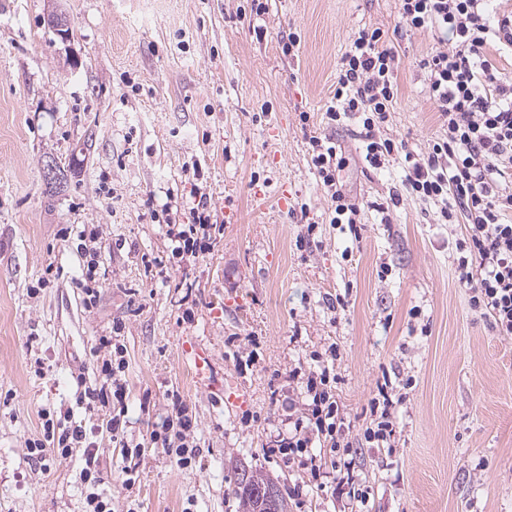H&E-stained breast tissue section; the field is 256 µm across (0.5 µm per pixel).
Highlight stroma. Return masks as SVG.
<instances>
[{"instance_id": "obj_1", "label": "stroma", "mask_w": 512, "mask_h": 512, "mask_svg": "<svg viewBox=\"0 0 512 512\" xmlns=\"http://www.w3.org/2000/svg\"><path fill=\"white\" fill-rule=\"evenodd\" d=\"M249 8L0 0V512L82 510L81 451L45 467L27 457L45 409L97 427L112 512H238V464L278 478L290 512H512V338L457 285L464 227L435 223L403 195L399 161L372 168L357 122H322L350 39L393 31L398 0H268L254 22ZM54 9L70 20L67 36L44 23ZM292 32L300 47L288 56ZM439 42L407 29L399 40L387 132L420 155L441 128L417 62ZM314 133L348 159L339 180L364 205L360 235L329 221ZM50 161L62 176L52 185ZM197 190L209 196L216 244L179 262L166 230L191 223ZM64 227L73 237L62 239ZM86 228L97 231L91 306L76 237ZM112 334L128 361L130 423L119 440L103 412L75 405L76 378L101 384L95 339ZM194 344L211 350L220 379L247 389L246 409L228 411L198 386L186 359ZM329 358L360 442L353 475L370 491L364 505L268 453L305 401L290 372ZM385 378L406 389L390 409L387 449L361 440ZM174 391L201 449L185 469L151 441ZM127 444L143 446L136 461Z\"/></svg>"}]
</instances>
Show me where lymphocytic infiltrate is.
<instances>
[{
  "mask_svg": "<svg viewBox=\"0 0 512 512\" xmlns=\"http://www.w3.org/2000/svg\"><path fill=\"white\" fill-rule=\"evenodd\" d=\"M489 0H399L403 25L450 35L449 44L435 48L417 63L443 131L426 155L409 152L404 142L384 135L398 92L399 54L393 36L381 28H364L351 39L336 69L334 95L323 114L333 127L357 119L365 159L375 168L402 158V186L412 198L432 204L445 223L463 221L455 277L469 292L471 308L487 316L501 336L512 337V80L500 60L512 52V10L490 16ZM311 164L319 184L333 204L335 224L354 225L361 206L347 196L338 176L347 164L331 138L311 136ZM209 201L198 194L190 225H169L173 255L196 257L211 253ZM96 349L104 357L99 372L104 382L81 387L76 402L86 409L104 408L106 428L119 435L127 426L125 389L121 377L127 367L126 350L111 337H98ZM306 403L288 437L277 440L276 452L285 460H300L312 477H319L320 455L314 445L326 447L337 487L351 484L352 445L345 438V419L327 367L301 378ZM194 423L182 403H174L152 433L177 467L195 461L199 448L192 436ZM93 431L71 414L42 413L37 434L27 438L30 460L43 463L83 451L80 477L84 485V512H112L111 497L97 468Z\"/></svg>",
  "mask_w": 512,
  "mask_h": 512,
  "instance_id": "obj_1",
  "label": "lymphocytic infiltrate"
}]
</instances>
